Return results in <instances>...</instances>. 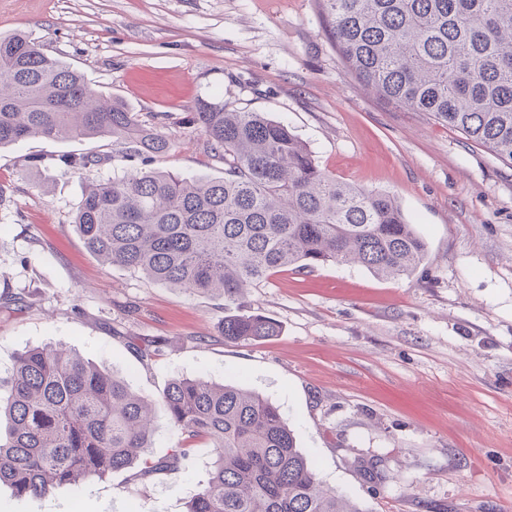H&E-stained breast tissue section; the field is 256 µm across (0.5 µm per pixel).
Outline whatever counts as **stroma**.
<instances>
[{"label": "stroma", "mask_w": 512, "mask_h": 512, "mask_svg": "<svg viewBox=\"0 0 512 512\" xmlns=\"http://www.w3.org/2000/svg\"><path fill=\"white\" fill-rule=\"evenodd\" d=\"M25 32L160 127L150 168L220 178L198 99L285 122L336 179L393 195L427 244L408 279L326 264L275 273L247 313L280 327L222 335L223 299L90 253L71 222L89 182L130 163L110 140L0 148V376L49 342L158 397L176 377L231 380L278 405L320 479L369 512H512V164L460 130L377 98L346 74L320 0H0ZM76 153L78 174L30 169ZM213 460L146 482L115 472L46 498L0 486V512H185Z\"/></svg>", "instance_id": "1"}]
</instances>
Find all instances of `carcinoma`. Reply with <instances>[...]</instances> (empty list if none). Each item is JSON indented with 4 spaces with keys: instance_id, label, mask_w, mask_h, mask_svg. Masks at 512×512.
<instances>
[{
    "instance_id": "cac0c4a2",
    "label": "carcinoma",
    "mask_w": 512,
    "mask_h": 512,
    "mask_svg": "<svg viewBox=\"0 0 512 512\" xmlns=\"http://www.w3.org/2000/svg\"><path fill=\"white\" fill-rule=\"evenodd\" d=\"M347 73L414 112H427L512 163V0H321ZM187 123L224 160V177L147 168L173 144L124 102L47 56L24 32L0 35V147L29 138H110L140 165L88 185L73 224L102 263L185 292L239 304L283 268L357 264L410 278L427 245L393 195L323 171L287 124L199 99ZM75 173L84 155L32 157ZM278 333L261 314L224 317L230 342ZM0 484L45 498L117 471L137 481L180 473L185 444L213 448L209 477L186 512H369L347 509L297 446L280 409L232 383L175 378L161 396L175 449L149 459L155 402L122 376L63 345L18 355L0 377Z\"/></svg>"
}]
</instances>
